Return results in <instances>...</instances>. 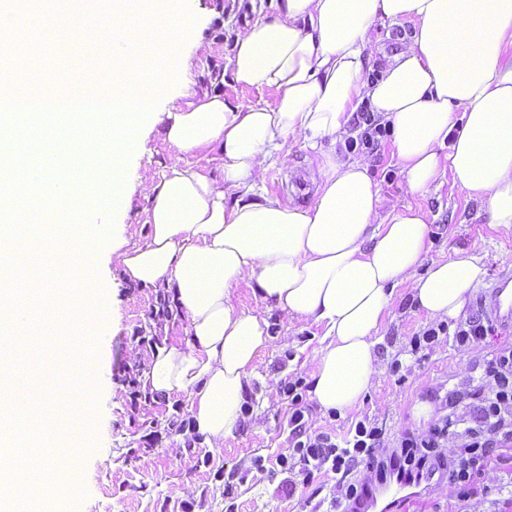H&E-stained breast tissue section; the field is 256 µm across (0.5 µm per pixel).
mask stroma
<instances>
[{
  "mask_svg": "<svg viewBox=\"0 0 512 512\" xmlns=\"http://www.w3.org/2000/svg\"><path fill=\"white\" fill-rule=\"evenodd\" d=\"M196 17V27L181 49L183 68L176 81L159 96L157 111L167 112L184 106L194 97L220 89L226 101L234 104L274 105L277 93L236 84L229 73V60L235 40L254 13L237 5L236 0H186ZM54 11L52 0H37L22 8L16 30L0 39V59L28 53L43 54L49 69L60 82L82 86L98 81L112 67L108 41L89 47L91 68H58L57 55L44 42L43 19ZM286 161L265 165L257 182L267 193L292 201L296 192L291 178L306 173L311 189L323 179L320 157L310 152L301 138L289 139ZM355 158L367 164L377 184L380 216H388L413 206L427 214L431 241L425 264L447 259L455 248L472 249L481 259L485 274L467 305L471 316L480 313V297L490 282L507 267L512 268V226L488 223L480 204L468 200L453 186L451 178L431 186L426 196L413 194L394 153L391 137L381 138L371 149L355 151ZM199 164L217 169L213 154L201 151L185 154L165 142L159 128L145 121L130 146L126 164V192L118 200L112 234L128 245L143 244L150 233V203L145 187L167 168ZM98 277L110 301V324L105 338L92 352H85V339L73 332L71 350L53 347L58 332L54 325H33L32 340L44 359L34 388L39 401L23 410L31 429H38L53 396L54 376L63 368L79 369L85 359L97 368V397L94 409L78 422L92 432L80 455V477L67 496L64 512H310L317 502L318 482L297 484L294 494L282 489L281 473L273 466L289 448V406L282 386L288 380L309 379L316 367V351L322 328L288 318L281 311L267 308L253 292L250 281H241L232 295L236 308L265 318L271 341L258 357L252 376V391L244 420L222 447L213 448L203 437H192L189 402L186 397H158L132 406L128 380L143 376L153 348L149 336L160 340L184 339L187 320L167 301L164 287H144L131 283L112 254L104 247L98 260ZM429 318L412 308L407 286H399L398 297L382 328L383 341L377 347V374L366 396L343 415L321 412L308 404L305 422L308 433L344 435L352 420L362 416L375 419L386 429V444L394 446L402 431H423L429 420L437 419V394L446 392L480 367L501 346L512 344V330L496 328L479 347L457 350L444 343L412 352L413 336L429 325ZM401 360L400 373L390 364ZM429 404L428 419L415 420L413 411L420 403ZM264 457L266 470L253 467L255 457Z\"/></svg>",
  "mask_w": 512,
  "mask_h": 512,
  "instance_id": "1",
  "label": "stroma"
}]
</instances>
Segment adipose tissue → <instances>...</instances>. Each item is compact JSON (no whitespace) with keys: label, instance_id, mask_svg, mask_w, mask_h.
Returning a JSON list of instances; mask_svg holds the SVG:
<instances>
[{"label":"adipose tissue","instance_id":"1","mask_svg":"<svg viewBox=\"0 0 512 512\" xmlns=\"http://www.w3.org/2000/svg\"><path fill=\"white\" fill-rule=\"evenodd\" d=\"M271 19L247 24L230 60L235 82L272 88L271 106L233 105L206 93L163 113L165 139L182 152L218 150L221 174L187 165L171 168L146 188L152 232L142 246L112 243L107 224L60 225L58 242L83 263L91 286L83 297L69 270H55L47 307L29 309L21 295L32 283L19 255L24 237L40 238L32 207L54 210L59 198L29 177L14 154L0 156V481L19 480L44 493H66L33 461L32 444L10 408L41 367L20 360L31 321L82 315L103 335L108 300L95 275L99 249L111 246L127 278L163 285L187 319L186 342L156 346L143 386L189 401L193 431L215 448L243 418L251 374L270 336L265 319L235 308L232 293L250 279L268 307L324 326L308 394L323 412L344 414L373 385L380 331L400 285L412 305L438 319H457L484 275L478 258L456 248L424 266L431 228L421 209L379 218L380 194L367 166L324 139L345 143L360 107L390 124L393 146L412 193H428L450 176L468 199L484 204L488 221L512 224V0H270ZM409 22L402 51L378 63L375 24ZM301 137L320 153L325 179L313 207L301 210L257 192L255 176ZM94 366L55 380L52 435L73 419L71 399L91 408Z\"/></svg>","mask_w":512,"mask_h":512}]
</instances>
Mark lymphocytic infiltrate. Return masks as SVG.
I'll return each mask as SVG.
<instances>
[{"mask_svg":"<svg viewBox=\"0 0 512 512\" xmlns=\"http://www.w3.org/2000/svg\"><path fill=\"white\" fill-rule=\"evenodd\" d=\"M493 332L490 324L473 316L448 325H429L411 339L412 352L440 344L452 336L458 349H475ZM301 380L285 383L292 413L291 448L276 460L294 487V475L311 482L318 475L335 474L336 481L319 504L325 512H347L366 483L392 477L410 484L425 476L447 484L455 499L453 512H512V478H496V498H489L485 479L491 462L512 461V345L497 349L478 377H467L441 400V416L424 431L405 430L396 446L386 447V431L371 418L355 422L342 440L305 428ZM362 479H353L356 470Z\"/></svg>","mask_w":512,"mask_h":512,"instance_id":"obj_1","label":"lymphocytic infiltrate"}]
</instances>
